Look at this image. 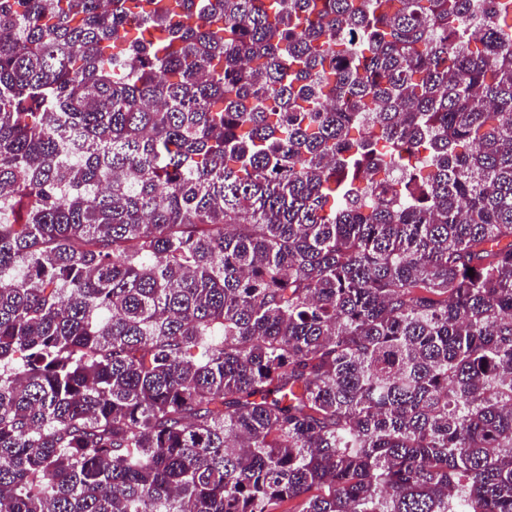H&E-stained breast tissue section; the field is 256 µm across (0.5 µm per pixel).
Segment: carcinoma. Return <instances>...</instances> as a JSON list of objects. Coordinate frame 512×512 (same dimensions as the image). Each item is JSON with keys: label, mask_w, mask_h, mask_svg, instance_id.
<instances>
[{"label": "carcinoma", "mask_w": 512, "mask_h": 512, "mask_svg": "<svg viewBox=\"0 0 512 512\" xmlns=\"http://www.w3.org/2000/svg\"><path fill=\"white\" fill-rule=\"evenodd\" d=\"M295 500L512 512V0H0V512Z\"/></svg>", "instance_id": "obj_1"}]
</instances>
